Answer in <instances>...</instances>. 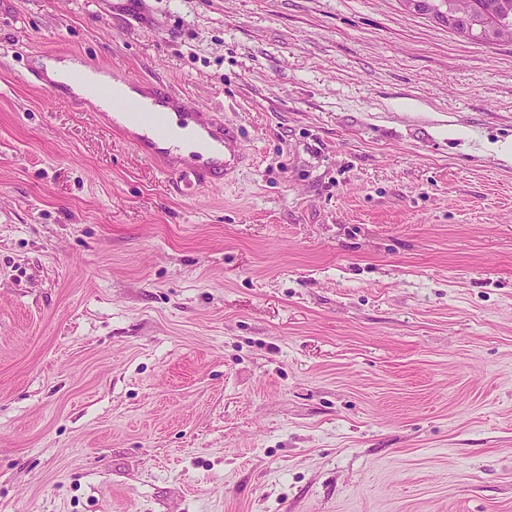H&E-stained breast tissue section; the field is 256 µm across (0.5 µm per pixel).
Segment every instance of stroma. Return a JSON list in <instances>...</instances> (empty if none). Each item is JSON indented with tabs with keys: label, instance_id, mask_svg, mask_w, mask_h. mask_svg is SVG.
Listing matches in <instances>:
<instances>
[{
	"label": "stroma",
	"instance_id": "1",
	"mask_svg": "<svg viewBox=\"0 0 512 512\" xmlns=\"http://www.w3.org/2000/svg\"><path fill=\"white\" fill-rule=\"evenodd\" d=\"M250 160L184 194L39 60ZM512 41L404 0H0V512H512ZM38 65L43 67L46 80L54 84H61L67 87L74 95L86 98L91 105L102 112H108L112 117V112H123L122 109L117 107V103L126 102L133 97H137L138 93L133 91L129 85L124 83L120 78H112V75L102 72L86 70L80 63L74 59H44L38 62ZM77 70H83L87 73L89 82L96 85H105L112 90L113 100L101 99L96 96L90 95L86 89L71 81V73ZM114 97L116 105L113 104Z\"/></svg>",
	"mask_w": 512,
	"mask_h": 512
}]
</instances>
